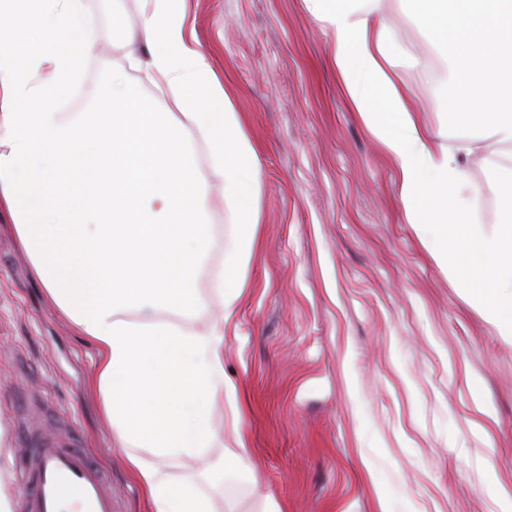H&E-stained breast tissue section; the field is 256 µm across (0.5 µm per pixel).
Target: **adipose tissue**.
Here are the masks:
<instances>
[{
	"label": "adipose tissue",
	"mask_w": 512,
	"mask_h": 512,
	"mask_svg": "<svg viewBox=\"0 0 512 512\" xmlns=\"http://www.w3.org/2000/svg\"><path fill=\"white\" fill-rule=\"evenodd\" d=\"M145 52L134 64L171 88L179 112L133 98L122 68L112 94L85 112L63 111L99 47L84 0H0V215L14 224L47 301L98 350L90 377L103 417L141 487L149 512H214L174 461L218 438L224 325L235 314L260 222V162L199 42L184 33V0H144ZM331 36V60L348 102L393 158L400 205L425 244L498 334L512 340V186L502 221L472 222L475 194L461 148L417 118L404 76L421 60L401 44L389 0H303ZM209 147L206 161L196 143ZM235 221V246L210 273L219 306L202 329L194 279L170 306L158 276L173 228L198 227L184 252L207 257L208 188Z\"/></svg>",
	"instance_id": "obj_1"
}]
</instances>
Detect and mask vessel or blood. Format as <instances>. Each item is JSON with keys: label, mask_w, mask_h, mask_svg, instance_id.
Segmentation results:
<instances>
[{"label": "vessel or blood", "mask_w": 512, "mask_h": 512, "mask_svg": "<svg viewBox=\"0 0 512 512\" xmlns=\"http://www.w3.org/2000/svg\"><path fill=\"white\" fill-rule=\"evenodd\" d=\"M17 512H113L106 477L80 448L38 434L20 461Z\"/></svg>", "instance_id": "vessel-or-blood-1"}]
</instances>
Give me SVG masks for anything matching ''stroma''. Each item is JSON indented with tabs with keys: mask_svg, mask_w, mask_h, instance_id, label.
<instances>
[{
	"mask_svg": "<svg viewBox=\"0 0 512 512\" xmlns=\"http://www.w3.org/2000/svg\"><path fill=\"white\" fill-rule=\"evenodd\" d=\"M101 52L88 105L112 92L126 52L114 19L139 27L142 0H85ZM187 33L207 50L261 166V222L224 373L237 400L215 413L222 437L176 463L216 512H503L512 498V340L499 336L430 253L399 204L394 161L353 112L331 38L302 0H186ZM421 124L445 119L439 83L407 73ZM473 188L498 200L512 146L474 133ZM95 345L74 333L30 275L0 221V490L34 431L86 449L108 474L113 512H147L88 378ZM242 435L252 468L222 466Z\"/></svg>",
	"mask_w": 512,
	"mask_h": 512,
	"instance_id": "35a3bbf8",
	"label": "stroma"
}]
</instances>
